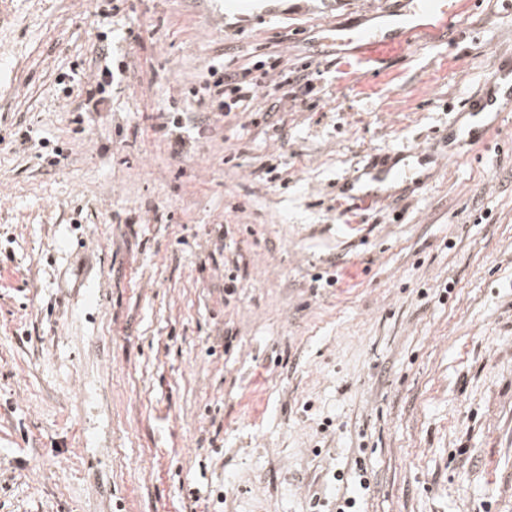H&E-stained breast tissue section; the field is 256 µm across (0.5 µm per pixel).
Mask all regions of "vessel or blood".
<instances>
[{"mask_svg":"<svg viewBox=\"0 0 512 512\" xmlns=\"http://www.w3.org/2000/svg\"><path fill=\"white\" fill-rule=\"evenodd\" d=\"M460 10L461 0H406L405 9L399 11L390 24L354 32L339 27L333 34L337 44L355 46L360 57L374 59L379 49H398L417 39L455 32L454 20ZM463 110L479 115L480 126L486 132L503 113L512 112V58L498 63L492 86L483 95L469 98ZM405 157L402 151L373 155L361 174L342 182V194L364 207L389 198L390 185L413 174L412 167L404 162Z\"/></svg>","mask_w":512,"mask_h":512,"instance_id":"b4317fda","label":"vessel or blood"}]
</instances>
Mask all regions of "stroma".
Segmentation results:
<instances>
[{
    "label": "stroma",
    "mask_w": 512,
    "mask_h": 512,
    "mask_svg": "<svg viewBox=\"0 0 512 512\" xmlns=\"http://www.w3.org/2000/svg\"><path fill=\"white\" fill-rule=\"evenodd\" d=\"M401 2L0 0V512H512V114L435 139L512 9L378 62L326 43ZM260 53L292 83L251 112L185 97ZM101 59L127 70L93 109ZM406 148L428 182L337 198Z\"/></svg>",
    "instance_id": "stroma-1"
}]
</instances>
